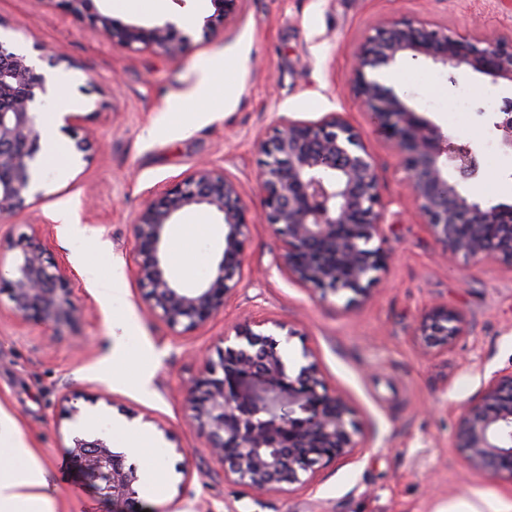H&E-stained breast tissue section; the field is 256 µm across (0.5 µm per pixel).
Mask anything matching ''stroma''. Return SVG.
Returning a JSON list of instances; mask_svg holds the SVG:
<instances>
[{
  "label": "stroma",
  "instance_id": "1",
  "mask_svg": "<svg viewBox=\"0 0 512 512\" xmlns=\"http://www.w3.org/2000/svg\"><path fill=\"white\" fill-rule=\"evenodd\" d=\"M127 23L166 20L191 39L171 58L132 51L100 36L88 19L57 0H0V39L27 55L47 79L40 109L47 137L38 190L0 239L14 240L38 222L50 256L75 274L73 325L20 322L0 289V409L54 478L55 512H127L72 463L75 434L111 431L116 423L152 433L156 446L136 460L138 472L164 476L161 494L139 482L142 512H444L448 504L492 494L512 503V486L467 472L455 446L460 408L499 370L512 367V268L493 260L451 263L423 229L405 181L397 141L349 90L355 57L384 21L424 19L452 30L512 35V0H243L236 17L210 34L200 18L206 0H97ZM65 51L71 68L47 57ZM214 68L205 114L179 99ZM400 95L444 133L484 147L488 128L453 106L499 99L475 74L449 85L429 63L399 65ZM85 120L63 130L58 99ZM346 113L371 152L379 176L386 263L366 297L321 294L279 267L282 241L264 214L259 173L280 119ZM88 139L79 154L74 139ZM202 161L235 180L258 219L244 247L241 281L223 311L192 331L172 329L142 298L135 277L133 222L154 191ZM170 229L166 262L194 287L222 253L219 215L190 210ZM76 224L77 233L67 230ZM120 284L121 299L111 287ZM459 312L467 334L443 355H426L416 337L433 306ZM271 318L298 331L285 348L290 362L316 358L327 385L340 391L366 441L347 462L321 468L307 486L258 492L224 478V465L185 423L186 390L198 373L194 353L217 355L245 318ZM69 393L80 413L58 402Z\"/></svg>",
  "mask_w": 512,
  "mask_h": 512
}]
</instances>
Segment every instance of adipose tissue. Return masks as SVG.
I'll use <instances>...</instances> for the list:
<instances>
[{"mask_svg":"<svg viewBox=\"0 0 512 512\" xmlns=\"http://www.w3.org/2000/svg\"><path fill=\"white\" fill-rule=\"evenodd\" d=\"M53 477L0 411V512H53Z\"/></svg>","mask_w":512,"mask_h":512,"instance_id":"adipose-tissue-1","label":"adipose tissue"}]
</instances>
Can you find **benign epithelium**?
Masks as SVG:
<instances>
[{"instance_id": "7a95c632", "label": "benign epithelium", "mask_w": 512, "mask_h": 512, "mask_svg": "<svg viewBox=\"0 0 512 512\" xmlns=\"http://www.w3.org/2000/svg\"><path fill=\"white\" fill-rule=\"evenodd\" d=\"M72 14L88 18L97 32L132 50L182 54L188 38L171 21L140 25L99 13L94 0H60ZM209 31L226 22L241 0H210ZM411 60L446 70L448 87L474 72L490 86L512 87V36H470L420 20L383 23L360 48L352 93L365 111L388 129L404 152L407 186L429 235L449 260L493 259L512 268V205L473 197L469 183L484 176L481 151L445 134L410 107L384 71ZM45 76L27 56L0 40V223L7 224L34 193L43 128L36 92ZM474 111L492 133L500 153L512 158V95L498 109ZM260 174L269 224L282 239L281 268L288 278L321 293L364 296L377 281L386 255L370 243L381 234V202L374 160L362 136L342 112L317 121L283 119ZM190 209L221 216L223 253L212 275L193 288L178 284L163 254L168 229ZM252 212L237 183L208 164L172 182L138 212L134 221L135 280L143 299L168 325L184 331L206 325L240 283L243 251ZM16 249L7 281L13 313L25 322L71 324L83 315L73 300L74 273L48 256L41 227L29 225ZM291 326L250 319L224 337L213 360L198 357L199 375L188 389L189 424L210 454L228 465L224 477L257 491L303 484L331 463L349 459L360 445L350 408L330 390L318 366L293 372L279 349L277 332ZM463 316L431 308L417 337L428 353L443 354L466 335ZM466 468L512 483V370L497 371L463 406L456 433ZM70 456L112 499L135 504L139 475L103 435L72 438Z\"/></svg>"}]
</instances>
